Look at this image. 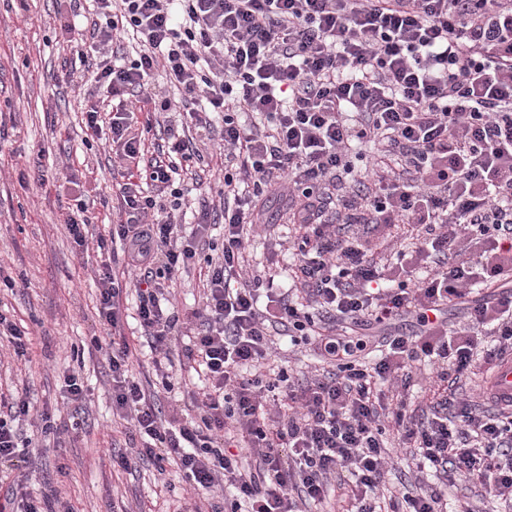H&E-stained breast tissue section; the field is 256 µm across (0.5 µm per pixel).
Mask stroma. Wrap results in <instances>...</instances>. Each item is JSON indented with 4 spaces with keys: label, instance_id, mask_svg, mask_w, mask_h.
<instances>
[{
    "label": "stroma",
    "instance_id": "35a3bbf8",
    "mask_svg": "<svg viewBox=\"0 0 512 512\" xmlns=\"http://www.w3.org/2000/svg\"><path fill=\"white\" fill-rule=\"evenodd\" d=\"M85 28L84 17L60 12L56 0H0V269L16 286L0 291V312L31 333L25 361L0 372V384L28 387L31 402L49 409L56 422L69 425L61 435H44L21 419L23 435L33 440L19 469L9 479L29 475L33 487L51 482L69 512H175L178 505L194 502L207 512L205 499L195 498L189 485L175 473L157 484L155 471L144 465L135 472L112 466L113 450L127 447L124 427L112 414L109 367L94 339L104 333L98 318V291L94 266L81 263L62 222L67 206L81 197L80 187H93L83 197L100 225L110 224L117 205L112 182V151L100 137L88 136L82 104L64 81L66 72L80 68L76 54L66 48V26ZM45 148L48 170L66 173L69 182L58 190L56 182L24 186L20 173L38 148ZM185 201L197 207L215 200L224 179L219 164L195 167L181 174ZM258 218L268 230L250 245L257 263L277 262L287 273L289 256L282 246L292 213L285 198L259 202ZM136 370L146 388L160 392L162 406L184 405L186 384L198 376L176 345L169 379L171 392H163L145 341L137 343ZM79 374L88 403L82 410L64 404L65 376ZM80 427H73V420Z\"/></svg>",
    "mask_w": 512,
    "mask_h": 512
}]
</instances>
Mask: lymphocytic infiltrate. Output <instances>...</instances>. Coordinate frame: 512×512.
I'll use <instances>...</instances> for the list:
<instances>
[{
  "label": "lymphocytic infiltrate",
  "instance_id": "obj_1",
  "mask_svg": "<svg viewBox=\"0 0 512 512\" xmlns=\"http://www.w3.org/2000/svg\"><path fill=\"white\" fill-rule=\"evenodd\" d=\"M90 28V38L71 41L90 44L95 67L66 81L77 93L94 82L117 102L119 206L107 234L91 233L95 218L81 203L64 226L82 255L123 243L157 376L185 336L204 380L189 393L195 417L162 412L133 371L123 285L99 264L112 413L137 440L113 465L146 462L161 476L176 465L196 494L223 491L211 512H303L343 471L354 484L349 512H447L434 489L378 496L393 431L419 468L464 476L512 508V413L444 393L417 420L383 391L424 357L444 379L512 351V0H93ZM159 72L195 130L224 115V209L202 201L190 223L178 214L169 158L191 168L203 155L169 122L166 159L144 158L154 119L173 109L148 93ZM140 110L146 118L134 122ZM362 145L374 153L356 173L348 156ZM145 181L171 206L145 194ZM270 194L299 202L298 299L247 259L255 202ZM330 203L332 224L323 219ZM219 214L221 253L201 256ZM397 224L412 227L410 250L380 255ZM200 262L203 303L179 313L152 268L171 280ZM452 302L466 306L454 325ZM409 317L412 333L403 330ZM283 330L313 340L326 374L306 384L284 371L269 383L248 376ZM372 346L374 362L365 357ZM32 414L52 430L26 389L0 394V468L30 446L13 423Z\"/></svg>",
  "mask_w": 512,
  "mask_h": 512
}]
</instances>
